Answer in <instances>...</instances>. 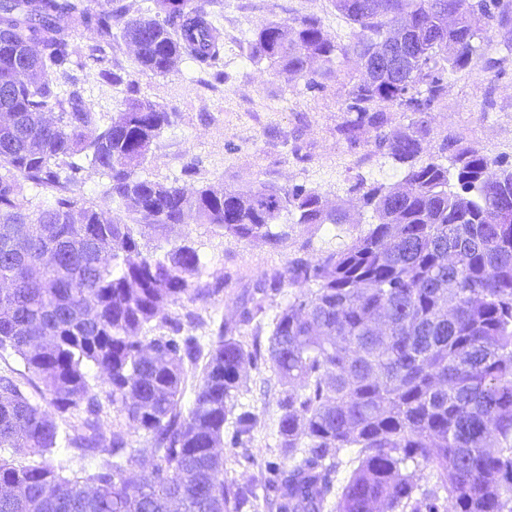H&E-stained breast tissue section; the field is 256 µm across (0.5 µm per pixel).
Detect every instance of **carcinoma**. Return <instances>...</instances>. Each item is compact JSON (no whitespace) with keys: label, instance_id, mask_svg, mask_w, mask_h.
Wrapping results in <instances>:
<instances>
[{"label":"carcinoma","instance_id":"carcinoma-1","mask_svg":"<svg viewBox=\"0 0 512 512\" xmlns=\"http://www.w3.org/2000/svg\"><path fill=\"white\" fill-rule=\"evenodd\" d=\"M434 0H332L352 25L338 44L315 16L263 21L251 59L286 81L323 87L340 56L364 59L397 14L411 22V78L364 72L350 91L337 134L351 149L373 143L406 166L404 185L367 182L375 223L340 250L302 254L264 272L233 321L211 330L203 348L191 331L205 325L188 310L228 285L202 280L199 250L183 243L157 254L141 240L192 213L225 237L260 239L276 249L294 226L345 224L315 189L261 182L248 189L203 185L189 192L137 174L175 113L132 98L111 122L78 86L82 36L100 76L124 83L108 50L133 43L141 72L166 75L184 59L220 65L224 41L213 24L216 0H154L143 14L125 0H0V351H12L33 377L0 375V512H243L254 490L224 478V424L232 441L251 438L257 418L234 414L242 369L258 358L241 339L266 325V299L296 293L270 326L267 357L283 385L279 447L290 464L273 482L276 512H512V166L448 133L432 153L428 118L449 76L471 66L501 30L512 53V5L450 0L458 26L442 28ZM387 104L409 112L394 124ZM371 135V139L364 135ZM107 180L106 194L127 220L90 205L75 186L84 164ZM48 190L37 202L25 185ZM80 220H72L73 214ZM296 217L281 223L283 214ZM52 250L57 262L31 268ZM154 336L142 339L145 327ZM106 399L122 417L101 431ZM194 398L184 404L188 377ZM78 468L51 463L59 421ZM143 433L132 448L130 432ZM344 448L357 465L337 479ZM146 481L134 478L143 461ZM430 468L446 493L442 507L419 492L408 463Z\"/></svg>","mask_w":512,"mask_h":512}]
</instances>
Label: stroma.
Masks as SVG:
<instances>
[{
	"label": "stroma",
	"instance_id": "1",
	"mask_svg": "<svg viewBox=\"0 0 512 512\" xmlns=\"http://www.w3.org/2000/svg\"><path fill=\"white\" fill-rule=\"evenodd\" d=\"M310 15L317 16L337 42H348L351 26L331 0H221L214 22L224 31L222 76L200 70L189 59L164 76L144 73L124 45L112 54L126 71L124 84H103L99 66L92 61L76 74L103 119L122 111L130 98L173 108L176 118L141 167L143 177L175 182L189 190L205 183L229 189L261 182L285 188L303 184L349 210L350 223L326 224L316 231L296 228L275 250L258 240L223 238L192 218L167 233L145 237V247L160 253L172 244L191 241L206 264L204 279L227 275V288L202 310L218 321L236 318L239 296L267 269L283 266L303 247L312 255L341 249L372 223L371 210L348 192L356 174L389 186L405 176L404 168L373 147L349 150L336 133L347 117L349 92L361 73L356 58L338 59V79L314 91L306 89L303 81H284L267 63L250 61L249 42L258 23L290 22ZM499 57L506 60L503 69L487 67V59ZM430 120L435 137L455 133L464 145L512 165V58H506L499 40L485 44L481 59L471 68L450 76ZM192 163L197 166L193 173L188 170ZM281 390L267 356L245 365L238 401L252 408L258 424L248 446L228 443L222 453L225 478L257 488L247 512H268L264 487L288 465L276 441Z\"/></svg>",
	"mask_w": 512,
	"mask_h": 512
}]
</instances>
